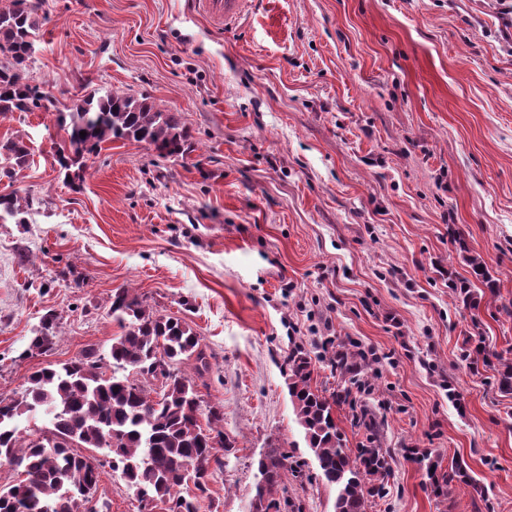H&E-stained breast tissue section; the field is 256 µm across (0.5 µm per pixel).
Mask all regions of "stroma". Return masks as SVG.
<instances>
[{"instance_id": "35a3bbf8", "label": "stroma", "mask_w": 512, "mask_h": 512, "mask_svg": "<svg viewBox=\"0 0 512 512\" xmlns=\"http://www.w3.org/2000/svg\"><path fill=\"white\" fill-rule=\"evenodd\" d=\"M28 83L59 109L120 90L180 113L194 144L164 157L108 143L78 181L48 112L0 115L35 199L0 222V398L29 375L108 353L127 286L211 353L198 382L232 444L209 482L248 512L256 461L287 455L285 512H334L288 395L292 342L373 361L335 408L349 449L369 407L391 475L368 512H512V394L471 372L469 336L512 358V17L501 0H257L212 24L194 0H42ZM500 280L479 310L448 286L460 246ZM59 333L23 357L47 311ZM464 460L475 487L433 494L412 449ZM484 495H477V488Z\"/></svg>"}]
</instances>
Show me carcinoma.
Returning a JSON list of instances; mask_svg holds the SVG:
<instances>
[{
    "mask_svg": "<svg viewBox=\"0 0 512 512\" xmlns=\"http://www.w3.org/2000/svg\"><path fill=\"white\" fill-rule=\"evenodd\" d=\"M41 0H10L0 8V115L56 109L52 97L25 81V72L35 53V41L43 25ZM65 131L69 152H60L57 163L69 172L84 166V160L99 155L108 142L144 143L165 157L191 151L189 136L179 115L160 108L146 98L112 90L91 94L56 116ZM86 132L80 137V132ZM29 148L21 138L0 141V179H14L27 166ZM34 200L16 192L0 194V222L8 218L27 223ZM471 274L481 281V292L471 290L467 280L448 281L473 308L482 296L497 293V280L481 257L465 255ZM107 315L122 329L112 338L110 357L125 374L107 373L104 358L90 349L77 360L41 368L31 374L29 385L17 398L0 399V459L18 470L20 479L0 488V512H92L108 507L99 494L101 467L94 454L78 448L105 449L112 455V470L121 471L137 498L164 505L165 512H200L208 492V480L224 468V413L217 407L202 408L197 379L210 369L209 355L200 336L181 319L157 314L128 288L110 296ZM59 316L49 311L21 353H46L56 336ZM496 360V384L512 392V359L474 350L471 365H491ZM193 361L192 372L182 365ZM172 374L153 393L147 380L160 362ZM320 356L302 344H293L286 360L288 394L298 423L304 429L308 448L322 479L336 488L334 512H367L370 499L381 496L390 475L386 452L376 446L377 423L362 412L357 425L371 432L370 445L352 453L346 448L335 418L334 407L349 391L330 394L313 386ZM332 371L351 380L367 366L358 352L338 351L329 359ZM49 416V425L24 432L19 422L39 412ZM206 423H201L200 418ZM287 456L272 449L257 460V480L251 512H269L283 483ZM434 469L432 484L440 492L455 482L469 483L465 466L456 462L448 472Z\"/></svg>",
    "mask_w": 512,
    "mask_h": 512,
    "instance_id": "1",
    "label": "carcinoma"
}]
</instances>
